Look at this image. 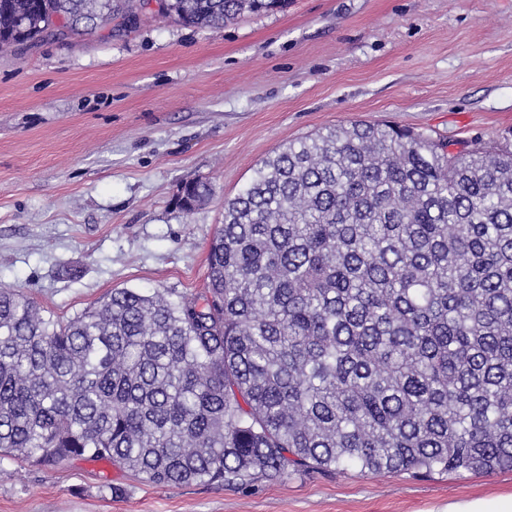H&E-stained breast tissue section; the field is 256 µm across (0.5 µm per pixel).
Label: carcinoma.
Listing matches in <instances>:
<instances>
[{
    "instance_id": "carcinoma-1",
    "label": "carcinoma",
    "mask_w": 512,
    "mask_h": 512,
    "mask_svg": "<svg viewBox=\"0 0 512 512\" xmlns=\"http://www.w3.org/2000/svg\"><path fill=\"white\" fill-rule=\"evenodd\" d=\"M288 0H161L218 27ZM135 0H0V49ZM328 127L224 200L205 296L114 289L61 321L0 288V455L149 483L512 471V148ZM215 190L187 182L191 212Z\"/></svg>"
}]
</instances>
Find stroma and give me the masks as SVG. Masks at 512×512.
I'll use <instances>...</instances> for the list:
<instances>
[{
  "label": "stroma",
  "mask_w": 512,
  "mask_h": 512,
  "mask_svg": "<svg viewBox=\"0 0 512 512\" xmlns=\"http://www.w3.org/2000/svg\"><path fill=\"white\" fill-rule=\"evenodd\" d=\"M387 121L512 144V0H288L195 28L140 10L0 52V287L68 320L111 290L204 294L225 198L289 141ZM215 195L193 212L183 182ZM512 472L317 470L156 486L111 464L0 456V512H446Z\"/></svg>",
  "instance_id": "1"
}]
</instances>
